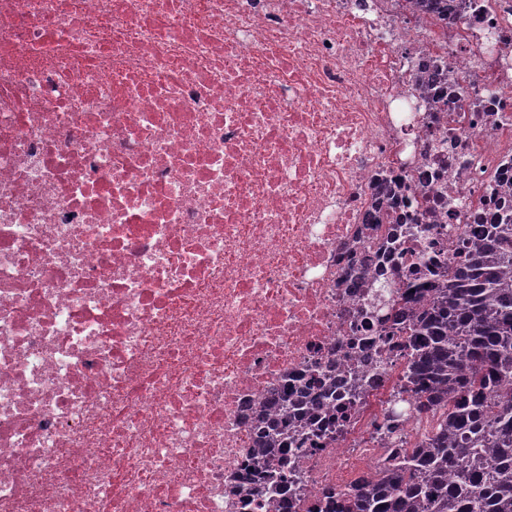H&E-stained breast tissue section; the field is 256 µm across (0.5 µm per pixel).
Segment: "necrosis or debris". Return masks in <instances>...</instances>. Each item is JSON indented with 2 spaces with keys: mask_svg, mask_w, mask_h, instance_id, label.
Wrapping results in <instances>:
<instances>
[{
  "mask_svg": "<svg viewBox=\"0 0 512 512\" xmlns=\"http://www.w3.org/2000/svg\"><path fill=\"white\" fill-rule=\"evenodd\" d=\"M0 0V512H269L284 378L373 373L296 512L382 460L352 338L512 188V0Z\"/></svg>",
  "mask_w": 512,
  "mask_h": 512,
  "instance_id": "1",
  "label": "necrosis or debris"
}]
</instances>
